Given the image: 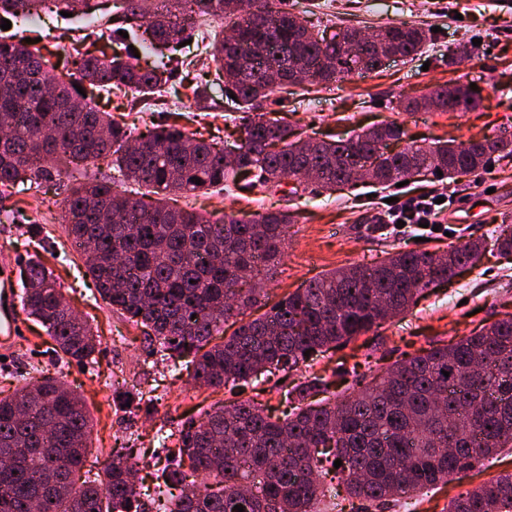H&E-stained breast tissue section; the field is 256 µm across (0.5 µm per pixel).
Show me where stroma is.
Returning <instances> with one entry per match:
<instances>
[{"label":"stroma","mask_w":512,"mask_h":512,"mask_svg":"<svg viewBox=\"0 0 512 512\" xmlns=\"http://www.w3.org/2000/svg\"><path fill=\"white\" fill-rule=\"evenodd\" d=\"M95 4L98 25L51 12L31 22L24 34L41 39L60 67H67L75 38L90 32L100 37L107 34L104 23L115 11L113 0H95ZM277 5L304 17L312 29L332 33L345 26L371 31L393 23L431 31L427 48L414 57L395 58L372 74L354 75L327 86L294 88L284 106L273 98L264 102L266 112L287 109L289 121L305 128L311 137L346 136L393 120L403 124L408 139L418 142H460L512 132V0H277ZM222 27L220 17H209L188 29V45L166 47V55L178 67L167 92L151 104L129 93L99 92L95 95L99 109L126 123L135 135L154 122L178 125L198 138L227 140L229 132L239 129L248 116L229 109L223 83L213 79L209 36ZM462 45L467 46V53L449 62V53H458ZM204 78L211 84L209 108L202 111L192 87ZM447 83L476 84L477 110L407 112L400 105L403 99ZM85 172L101 179L115 175L114 168L103 161L78 163L70 166L67 177L38 188L21 184L0 194V260L14 259L17 276L29 261L44 260L68 306L82 319L97 324L101 345L86 364L61 361L41 324L26 319L24 337L10 363L0 364V398L13 394L21 377L43 373L60 377L81 393L92 417V459L102 461L111 458L113 449L133 446L142 456L141 477L151 479L167 463L160 433L176 430L181 422L208 410L220 396L198 386L186 368L168 369L141 328L113 311L97 292L61 222L68 187ZM291 187L286 179L262 195L200 191L174 196L171 204L214 219L230 211L251 218L267 210H294L296 222L288 231L286 256L265 283L268 294L277 299L329 270L373 265L400 250L443 252L472 238L489 237L504 215H512V158L494 160L492 169L455 181L407 184V191L433 190L451 202L441 220L455 227V234L422 243L381 233L382 203L391 192L372 182L330 194L308 191L295 196ZM503 312L512 313V253H500L490 245L475 266L448 283L427 288L407 313L343 349L312 357L298 370L284 373L282 379L243 385L240 396L281 408L291 386L305 378L352 367L359 374L378 376L396 361L421 354L432 344L469 335ZM126 383L152 391L163 405L162 412L147 413L137 397L123 395ZM511 471L512 451L506 449L413 498L411 512H445L458 493Z\"/></svg>","instance_id":"obj_1"}]
</instances>
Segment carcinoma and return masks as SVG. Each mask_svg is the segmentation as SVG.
I'll use <instances>...</instances> for the list:
<instances>
[{
  "label": "carcinoma",
  "mask_w": 512,
  "mask_h": 512,
  "mask_svg": "<svg viewBox=\"0 0 512 512\" xmlns=\"http://www.w3.org/2000/svg\"><path fill=\"white\" fill-rule=\"evenodd\" d=\"M50 0H0V14L27 24ZM124 21L139 20L150 44L180 39L196 18L221 15L244 43L274 42L282 55L276 77L241 53L238 44L211 41L216 76L226 77L235 109L252 112L269 96L305 84H329L382 67L388 57H411L425 49L426 32L415 25H387L364 41L346 28L328 39L298 16L259 0L257 13L239 17L238 0H169L146 14L122 0ZM112 55L73 48L78 77L65 81L42 48L0 35V187L40 185L62 176L67 161L110 157L123 180L155 196L147 203L90 179L71 188L65 230L103 300L141 327L157 352L189 357L193 380L214 392L290 370L304 352H325L387 323L432 285L450 281L485 239H470L438 254L398 251L368 267L336 268L309 280L248 320L220 343L214 333L260 303V288H239L242 273L264 280L285 255L293 216L268 211L256 218L224 215L213 221L165 202L171 194L200 190L263 191L309 170L314 183L334 191L363 177L391 186L416 176L457 179L512 157V135L430 145L404 141L398 122L337 140L303 136L284 118L258 114L242 132L245 143L228 158L224 149L175 126L146 130L143 144L128 128L100 111L76 86L135 92L145 100L168 84L174 71L163 61L143 67L122 52L129 44L110 31ZM407 112L432 107L472 112L479 106L466 85H438L421 98H406ZM200 178L195 184L191 178ZM491 239L512 253V225ZM22 310L41 323L66 360L93 358L100 343L85 320L72 316L61 289L39 260L22 278ZM449 372L444 376L443 372ZM334 381L313 376L288 390L295 411L282 417L265 405L236 401L181 424L169 449L170 463L142 491L138 462L130 451L112 452L101 475L78 486L72 475L85 463L91 423L81 396L62 380L43 375L25 380L0 398V512H321L322 498H348L374 508L411 497L471 469L476 462L512 448V314L479 332L396 363L374 383L326 402L312 403ZM342 465L334 467V461ZM206 482L187 481L184 463ZM333 474L327 487L321 476ZM448 512H512V472L450 500Z\"/></svg>",
  "instance_id": "obj_1"
}]
</instances>
